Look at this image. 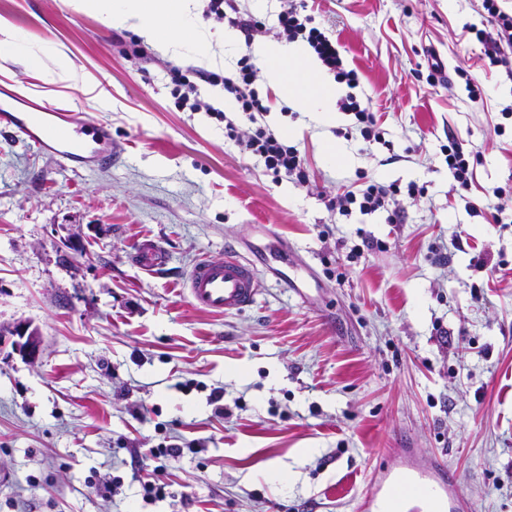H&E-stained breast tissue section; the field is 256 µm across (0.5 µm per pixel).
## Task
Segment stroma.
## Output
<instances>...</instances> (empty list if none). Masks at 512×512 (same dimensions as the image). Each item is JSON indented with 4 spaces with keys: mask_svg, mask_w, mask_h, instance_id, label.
I'll list each match as a JSON object with an SVG mask.
<instances>
[{
    "mask_svg": "<svg viewBox=\"0 0 512 512\" xmlns=\"http://www.w3.org/2000/svg\"><path fill=\"white\" fill-rule=\"evenodd\" d=\"M307 12L338 38L381 137L344 111L323 124L259 76L258 122L300 151V185L176 105L165 71L190 55L148 42L129 58L133 31L65 0H0L42 58L0 76V101L107 124L122 152L75 171L0 131V324L30 322L43 340L33 363L0 349V512H361L373 475L409 451L446 463L469 512H512V208L493 220L494 189L512 199V77L465 30L480 0ZM433 54L449 83L428 84ZM59 55L93 89L63 82ZM451 140L469 186L448 170ZM371 180L399 186L400 223L331 206ZM147 240L167 254L152 273L131 261ZM229 249L255 260L261 296L228 315L195 307L191 265ZM171 444L181 456L148 454ZM133 448L161 469L165 498L143 500ZM91 477L121 485L109 496ZM444 152L447 153L448 169L453 174V177L461 186H468L473 170H470L469 160L466 158L462 147L457 142L451 141L450 145L444 147Z\"/></svg>",
    "mask_w": 512,
    "mask_h": 512,
    "instance_id": "obj_1",
    "label": "stroma"
}]
</instances>
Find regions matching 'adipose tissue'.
<instances>
[{
  "mask_svg": "<svg viewBox=\"0 0 512 512\" xmlns=\"http://www.w3.org/2000/svg\"><path fill=\"white\" fill-rule=\"evenodd\" d=\"M66 4L73 12L100 16L111 28L138 31L162 51L176 53L189 47L198 65L216 67L224 62L223 55L213 51L209 33L195 23V0H66ZM255 53L264 61L272 85H285L287 73L299 72L307 87L304 103L319 112L324 122L335 121L336 90L302 47L266 43L257 46Z\"/></svg>",
  "mask_w": 512,
  "mask_h": 512,
  "instance_id": "obj_1",
  "label": "adipose tissue"
}]
</instances>
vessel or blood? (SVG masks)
<instances>
[{"mask_svg": "<svg viewBox=\"0 0 512 512\" xmlns=\"http://www.w3.org/2000/svg\"><path fill=\"white\" fill-rule=\"evenodd\" d=\"M0 128L19 134L41 152L57 157L68 167L108 169L118 157L106 124H89L76 115L37 105L23 108L0 105ZM165 261L161 248L150 241L136 251L138 266L153 270ZM262 280L250 262L230 254L221 260L197 259L187 273L185 290L198 308L216 314L241 311L252 306L261 293ZM438 490L436 512H467L455 478L445 464L423 469L407 467L391 481L374 483L362 503L363 512H405L408 499L424 500Z\"/></svg>", "mask_w": 512, "mask_h": 512, "instance_id": "1", "label": "vessel or blood"}]
</instances>
